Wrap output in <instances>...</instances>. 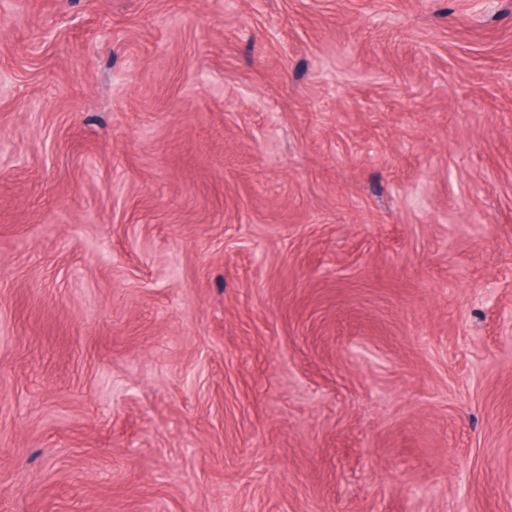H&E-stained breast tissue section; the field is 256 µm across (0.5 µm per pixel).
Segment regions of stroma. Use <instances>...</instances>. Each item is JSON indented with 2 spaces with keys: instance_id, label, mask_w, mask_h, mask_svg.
<instances>
[{
  "instance_id": "1",
  "label": "stroma",
  "mask_w": 512,
  "mask_h": 512,
  "mask_svg": "<svg viewBox=\"0 0 512 512\" xmlns=\"http://www.w3.org/2000/svg\"><path fill=\"white\" fill-rule=\"evenodd\" d=\"M0 512H512V0H0Z\"/></svg>"
}]
</instances>
